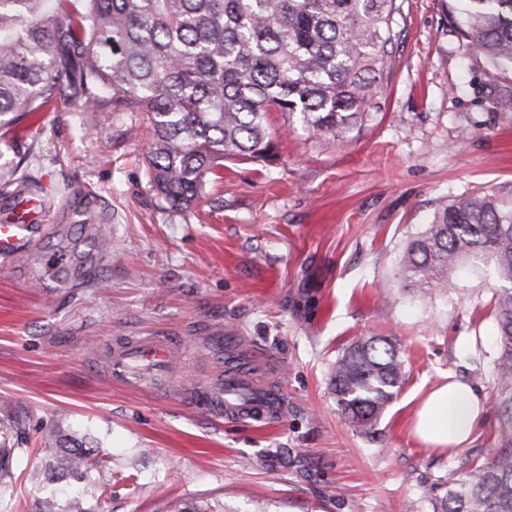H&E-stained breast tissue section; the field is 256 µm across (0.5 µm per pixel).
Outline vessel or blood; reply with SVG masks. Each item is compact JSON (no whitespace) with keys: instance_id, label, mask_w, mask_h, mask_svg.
Masks as SVG:
<instances>
[{"instance_id":"obj_1","label":"vessel or blood","mask_w":512,"mask_h":512,"mask_svg":"<svg viewBox=\"0 0 512 512\" xmlns=\"http://www.w3.org/2000/svg\"><path fill=\"white\" fill-rule=\"evenodd\" d=\"M43 209L40 197L26 191L16 192L0 204V265L10 266L27 241L38 231L36 218ZM173 348L162 336H133L114 346L110 370L114 381L129 389L148 391L162 386ZM250 363L235 349L224 356V388L211 398V405L223 411L225 418L262 422L279 408L282 394L247 378Z\"/></svg>"}]
</instances>
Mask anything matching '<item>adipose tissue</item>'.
<instances>
[{
  "label": "adipose tissue",
  "instance_id": "obj_1",
  "mask_svg": "<svg viewBox=\"0 0 512 512\" xmlns=\"http://www.w3.org/2000/svg\"><path fill=\"white\" fill-rule=\"evenodd\" d=\"M483 413L480 392L452 376L423 401L416 412L414 433L427 447L453 453L468 443Z\"/></svg>",
  "mask_w": 512,
  "mask_h": 512
}]
</instances>
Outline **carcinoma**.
<instances>
[{"instance_id": "1", "label": "carcinoma", "mask_w": 512, "mask_h": 512, "mask_svg": "<svg viewBox=\"0 0 512 512\" xmlns=\"http://www.w3.org/2000/svg\"><path fill=\"white\" fill-rule=\"evenodd\" d=\"M0 0V130L14 112L80 101L148 114L150 182L170 207L203 199L226 158L266 161L269 114L293 115L314 136L342 137L367 118L390 69L405 0ZM459 30L493 79L512 74V0H457ZM410 282L459 288L489 274L512 284V194H462L436 208L408 244ZM495 361L504 421L500 449L432 512H512V287L495 305ZM407 380L400 349L382 337L352 342L330 385L348 424L371 436ZM0 438V487L23 449ZM99 447L60 439L50 481L79 496L107 466ZM35 512H71L55 492Z\"/></svg>"}]
</instances>
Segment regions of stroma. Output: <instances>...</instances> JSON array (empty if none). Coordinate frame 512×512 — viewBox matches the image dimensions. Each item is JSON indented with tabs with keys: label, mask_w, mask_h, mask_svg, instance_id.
<instances>
[{
	"label": "stroma",
	"mask_w": 512,
	"mask_h": 512,
	"mask_svg": "<svg viewBox=\"0 0 512 512\" xmlns=\"http://www.w3.org/2000/svg\"><path fill=\"white\" fill-rule=\"evenodd\" d=\"M449 8L406 0L360 127L316 138L271 113L277 157L226 159L187 211L149 182L146 113L72 101L0 138V183L23 165L46 204L41 232L0 269V422H19L25 450L0 512H34L46 456L66 434L112 455L81 512H428L425 493L496 455L499 281L429 294L399 272L437 206L512 189V112L499 108L512 79L489 77ZM81 205L84 231L68 218ZM125 336L175 344L169 379L180 393L109 379L103 351ZM370 336L398 345L408 379L366 437L341 415L329 371ZM228 337L265 361L262 384L283 389L273 422L199 409L200 390L224 378ZM452 374L481 391L485 416L447 456L424 448L411 424Z\"/></svg>",
	"instance_id": "obj_1"
}]
</instances>
